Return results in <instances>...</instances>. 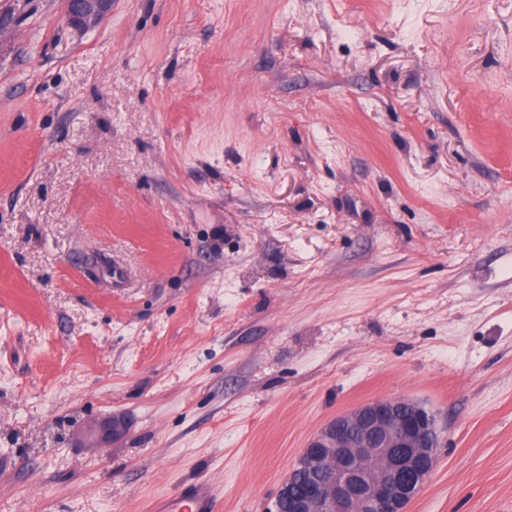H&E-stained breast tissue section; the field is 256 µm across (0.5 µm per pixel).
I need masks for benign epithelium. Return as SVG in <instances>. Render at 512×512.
<instances>
[{"instance_id": "1", "label": "benign epithelium", "mask_w": 512, "mask_h": 512, "mask_svg": "<svg viewBox=\"0 0 512 512\" xmlns=\"http://www.w3.org/2000/svg\"><path fill=\"white\" fill-rule=\"evenodd\" d=\"M111 11L112 0H65L66 21L77 30ZM130 429L126 414L113 413L89 423L82 438L106 448ZM440 441L436 415L415 400L383 398L352 408L307 444L279 487L276 512H406L436 465ZM297 470L315 481L294 489Z\"/></svg>"}]
</instances>
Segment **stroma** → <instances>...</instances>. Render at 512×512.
Instances as JSON below:
<instances>
[{
	"instance_id": "obj_1",
	"label": "stroma",
	"mask_w": 512,
	"mask_h": 512,
	"mask_svg": "<svg viewBox=\"0 0 512 512\" xmlns=\"http://www.w3.org/2000/svg\"><path fill=\"white\" fill-rule=\"evenodd\" d=\"M386 397L512 512V0H0V512H274ZM64 2L66 21L77 30L97 25L112 11V0H65ZM131 429V421L124 413H112L89 423L82 438L88 447L106 448L125 438ZM214 488L198 483L163 499L154 508L157 512H213Z\"/></svg>"
}]
</instances>
